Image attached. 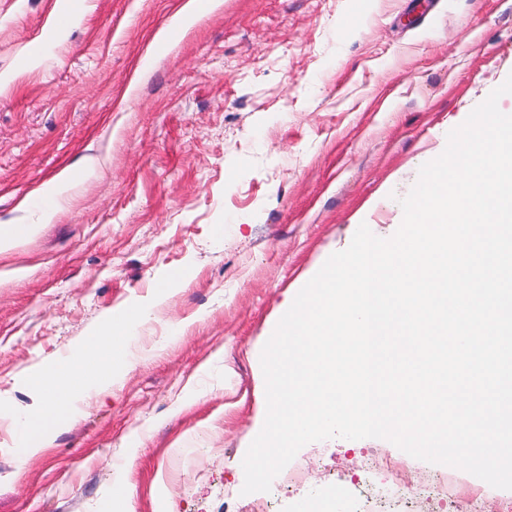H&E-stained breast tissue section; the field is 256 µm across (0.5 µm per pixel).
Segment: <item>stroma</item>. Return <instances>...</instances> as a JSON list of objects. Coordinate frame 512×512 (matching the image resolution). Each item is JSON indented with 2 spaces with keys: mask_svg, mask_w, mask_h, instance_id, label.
Masks as SVG:
<instances>
[{
  "mask_svg": "<svg viewBox=\"0 0 512 512\" xmlns=\"http://www.w3.org/2000/svg\"><path fill=\"white\" fill-rule=\"evenodd\" d=\"M185 2L0 0V225L39 226L0 256V512H349L372 450L413 487L496 495L378 438L309 443L302 483L241 489L264 344L359 223L396 232L420 167L512 74V0H364L352 25L349 0H222L190 26ZM120 321L133 362L25 457L37 374Z\"/></svg>",
  "mask_w": 512,
  "mask_h": 512,
  "instance_id": "35a3bbf8",
  "label": "stroma"
}]
</instances>
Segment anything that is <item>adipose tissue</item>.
Wrapping results in <instances>:
<instances>
[{"instance_id": "adipose-tissue-1", "label": "adipose tissue", "mask_w": 512, "mask_h": 512, "mask_svg": "<svg viewBox=\"0 0 512 512\" xmlns=\"http://www.w3.org/2000/svg\"><path fill=\"white\" fill-rule=\"evenodd\" d=\"M121 328H113L111 335L90 336L84 342L85 354L95 357L93 367L84 361H68L42 371L37 379L44 393L41 404L23 415L22 425L29 437L28 455H35L50 447L56 432L71 417L74 395L86 385L100 381L112 364V342L120 336Z\"/></svg>"}]
</instances>
